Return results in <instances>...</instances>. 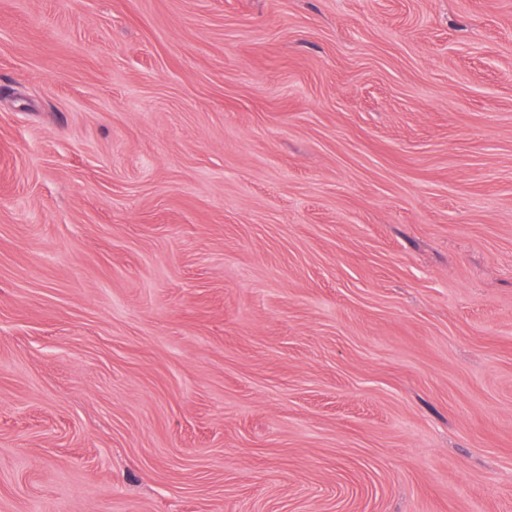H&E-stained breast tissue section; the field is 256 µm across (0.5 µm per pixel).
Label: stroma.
Segmentation results:
<instances>
[{
    "label": "stroma",
    "mask_w": 512,
    "mask_h": 512,
    "mask_svg": "<svg viewBox=\"0 0 512 512\" xmlns=\"http://www.w3.org/2000/svg\"><path fill=\"white\" fill-rule=\"evenodd\" d=\"M0 512H512V0H0Z\"/></svg>",
    "instance_id": "1"
}]
</instances>
